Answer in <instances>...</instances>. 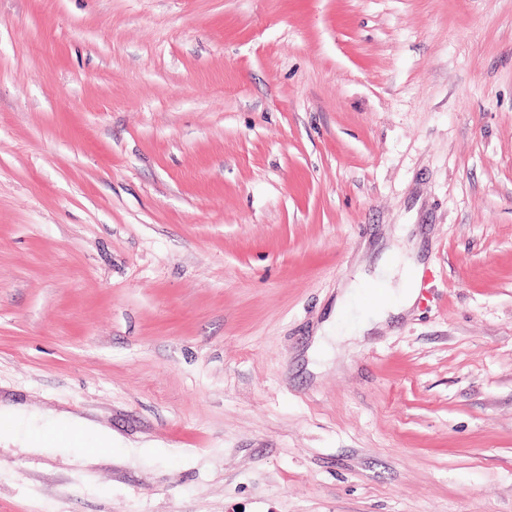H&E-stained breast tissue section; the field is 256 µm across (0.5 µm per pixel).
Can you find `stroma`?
<instances>
[{"label": "stroma", "instance_id": "35a3bbf8", "mask_svg": "<svg viewBox=\"0 0 512 512\" xmlns=\"http://www.w3.org/2000/svg\"><path fill=\"white\" fill-rule=\"evenodd\" d=\"M0 403L112 432L0 512H512V0H0ZM422 268L423 264L414 252L408 256L404 248L393 244L387 250L386 265L377 281L378 286L383 288H377L378 297L370 306L365 319L345 331L340 329L339 319L349 309L351 300L360 295V287L356 283H351L342 288L343 293L336 309V330L326 329L325 335H322V332L316 335L315 346L318 347L321 356L324 359L330 358L333 343L338 345L346 336L353 333H356V336H366L367 332L390 314L398 315L410 309L418 294Z\"/></svg>", "mask_w": 512, "mask_h": 512}]
</instances>
